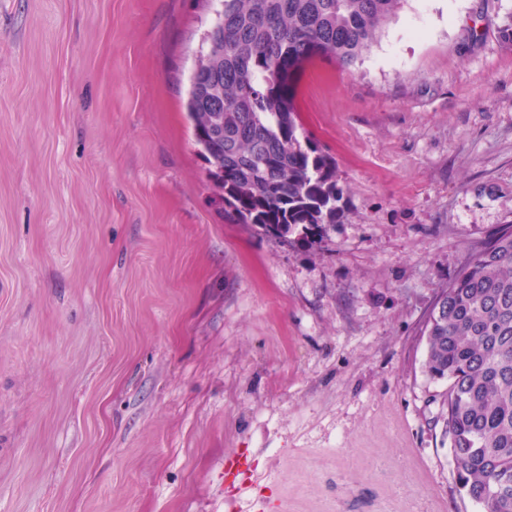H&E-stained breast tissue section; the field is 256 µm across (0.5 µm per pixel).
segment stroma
Listing matches in <instances>:
<instances>
[{
	"label": "stroma",
	"mask_w": 512,
	"mask_h": 512,
	"mask_svg": "<svg viewBox=\"0 0 512 512\" xmlns=\"http://www.w3.org/2000/svg\"><path fill=\"white\" fill-rule=\"evenodd\" d=\"M207 0H0V512H477L421 328L512 225V0H405L298 109L311 246L211 203Z\"/></svg>",
	"instance_id": "stroma-1"
}]
</instances>
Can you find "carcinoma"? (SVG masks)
I'll return each instance as SVG.
<instances>
[{
    "mask_svg": "<svg viewBox=\"0 0 512 512\" xmlns=\"http://www.w3.org/2000/svg\"><path fill=\"white\" fill-rule=\"evenodd\" d=\"M404 0H218L185 104L214 202L234 224L314 243L336 223V161L294 106L304 65H355ZM422 335L460 494L512 512V226L466 254Z\"/></svg>",
    "mask_w": 512,
    "mask_h": 512,
    "instance_id": "1",
    "label": "carcinoma"
}]
</instances>
